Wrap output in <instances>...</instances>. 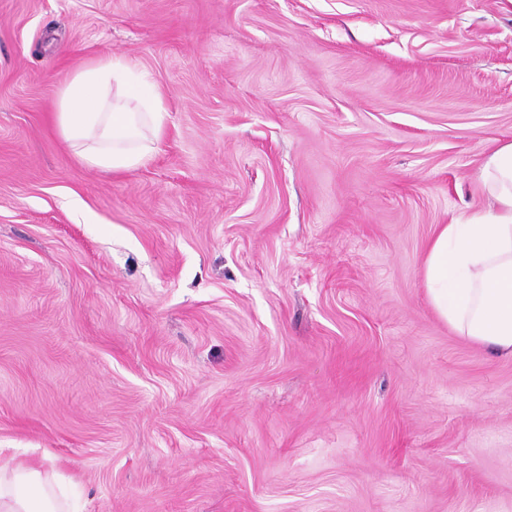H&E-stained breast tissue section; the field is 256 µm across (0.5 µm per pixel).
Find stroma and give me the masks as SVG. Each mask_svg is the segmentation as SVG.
Wrapping results in <instances>:
<instances>
[{
	"instance_id": "1",
	"label": "stroma",
	"mask_w": 512,
	"mask_h": 512,
	"mask_svg": "<svg viewBox=\"0 0 512 512\" xmlns=\"http://www.w3.org/2000/svg\"><path fill=\"white\" fill-rule=\"evenodd\" d=\"M108 55L168 109L112 175L52 120ZM509 141L512 0H0V448L82 512H512V356L423 279Z\"/></svg>"
}]
</instances>
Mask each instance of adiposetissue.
Listing matches in <instances>:
<instances>
[{
  "mask_svg": "<svg viewBox=\"0 0 512 512\" xmlns=\"http://www.w3.org/2000/svg\"><path fill=\"white\" fill-rule=\"evenodd\" d=\"M164 95L124 57L88 61L62 85L54 124L75 157L101 173L146 166L164 135ZM487 208L441 225L429 244L424 279L432 305L459 335L512 355V142L485 160ZM0 512H73L44 463L0 448Z\"/></svg>",
  "mask_w": 512,
  "mask_h": 512,
  "instance_id": "obj_1",
  "label": "adipose tissue"
}]
</instances>
